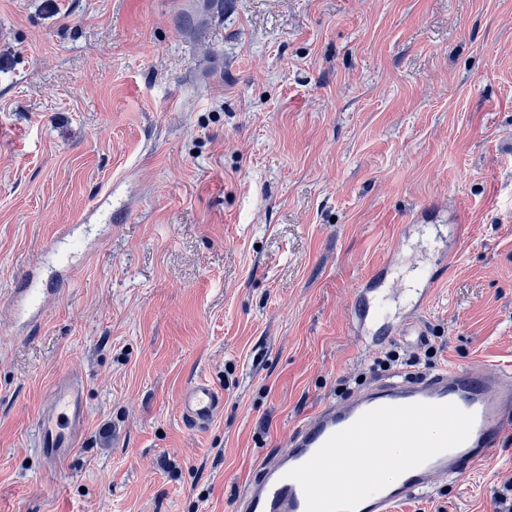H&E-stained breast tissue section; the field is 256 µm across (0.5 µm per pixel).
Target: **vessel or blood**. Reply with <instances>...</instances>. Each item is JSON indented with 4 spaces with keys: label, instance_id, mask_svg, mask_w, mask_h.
I'll return each instance as SVG.
<instances>
[{
    "label": "vessel or blood",
    "instance_id": "b4317fda",
    "mask_svg": "<svg viewBox=\"0 0 512 512\" xmlns=\"http://www.w3.org/2000/svg\"><path fill=\"white\" fill-rule=\"evenodd\" d=\"M355 316L363 339H371L381 330L390 335L396 332L381 281L362 288ZM414 403H452L474 414L469 437L461 445L403 473L362 501L357 512H393L404 500L429 496L435 477L456 481L463 470L496 454L512 432V371L489 373L457 367L405 370L387 374L347 398L326 400L293 427L284 447L259 461L234 502V512H306L303 490L288 478V471L307 462L334 433L352 425L363 413L381 406ZM177 405L182 421L189 428L201 430L223 410L224 395L200 378L182 390ZM87 418L82 381H57L36 426L38 448L49 466H57L72 454Z\"/></svg>",
    "mask_w": 512,
    "mask_h": 512
}]
</instances>
